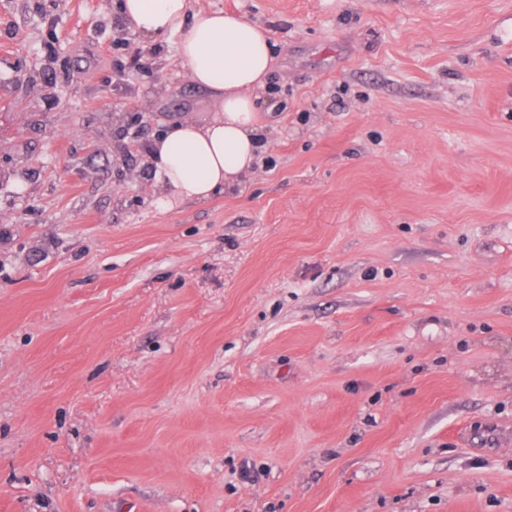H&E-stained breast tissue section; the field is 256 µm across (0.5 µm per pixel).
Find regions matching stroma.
<instances>
[{"label":"stroma","instance_id":"35a3bbf8","mask_svg":"<svg viewBox=\"0 0 512 512\" xmlns=\"http://www.w3.org/2000/svg\"><path fill=\"white\" fill-rule=\"evenodd\" d=\"M276 62L241 184L116 0H0V512H512V0H194Z\"/></svg>","mask_w":512,"mask_h":512}]
</instances>
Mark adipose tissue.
I'll use <instances>...</instances> for the list:
<instances>
[{
    "instance_id": "ef3b65f1",
    "label": "adipose tissue",
    "mask_w": 512,
    "mask_h": 512,
    "mask_svg": "<svg viewBox=\"0 0 512 512\" xmlns=\"http://www.w3.org/2000/svg\"><path fill=\"white\" fill-rule=\"evenodd\" d=\"M124 18L141 34L177 39L190 82L213 96V116L184 120L154 139L149 155L169 203L204 201L249 173L260 148L255 89L275 57L266 32L221 12L194 11L192 0H119Z\"/></svg>"
}]
</instances>
